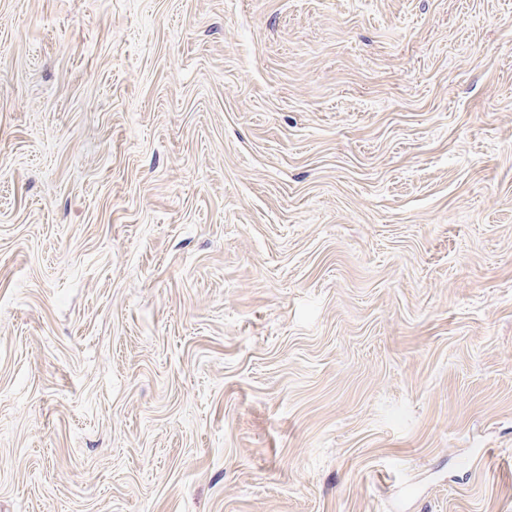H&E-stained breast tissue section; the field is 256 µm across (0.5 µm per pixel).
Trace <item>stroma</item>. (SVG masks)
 <instances>
[{
	"mask_svg": "<svg viewBox=\"0 0 512 512\" xmlns=\"http://www.w3.org/2000/svg\"><path fill=\"white\" fill-rule=\"evenodd\" d=\"M0 512H512V0H0Z\"/></svg>",
	"mask_w": 512,
	"mask_h": 512,
	"instance_id": "35a3bbf8",
	"label": "stroma"
}]
</instances>
